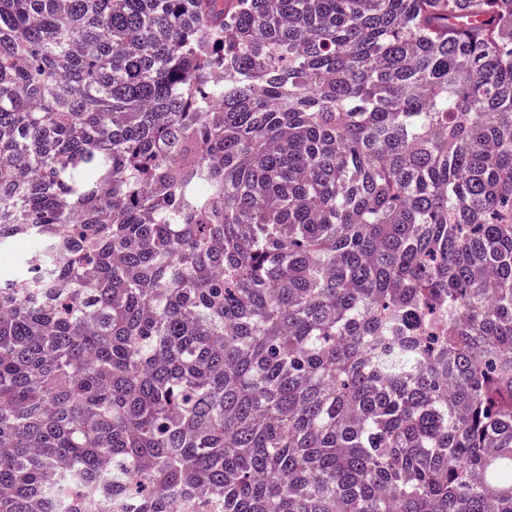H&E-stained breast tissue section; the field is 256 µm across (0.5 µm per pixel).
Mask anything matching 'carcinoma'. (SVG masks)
Returning a JSON list of instances; mask_svg holds the SVG:
<instances>
[{
	"mask_svg": "<svg viewBox=\"0 0 512 512\" xmlns=\"http://www.w3.org/2000/svg\"><path fill=\"white\" fill-rule=\"evenodd\" d=\"M17 239L0 512H512V0H0Z\"/></svg>",
	"mask_w": 512,
	"mask_h": 512,
	"instance_id": "carcinoma-1",
	"label": "carcinoma"
}]
</instances>
